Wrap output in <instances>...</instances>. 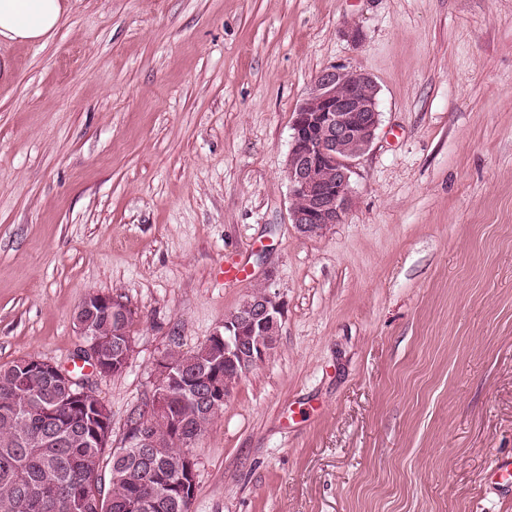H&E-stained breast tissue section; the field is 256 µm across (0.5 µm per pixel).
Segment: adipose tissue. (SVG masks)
<instances>
[{
    "instance_id": "obj_1",
    "label": "adipose tissue",
    "mask_w": 512,
    "mask_h": 512,
    "mask_svg": "<svg viewBox=\"0 0 512 512\" xmlns=\"http://www.w3.org/2000/svg\"><path fill=\"white\" fill-rule=\"evenodd\" d=\"M68 0H0V42L36 45L62 23Z\"/></svg>"
}]
</instances>
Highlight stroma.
I'll list each match as a JSON object with an SVG mask.
<instances>
[{"label":"stroma","instance_id":"obj_1","mask_svg":"<svg viewBox=\"0 0 512 512\" xmlns=\"http://www.w3.org/2000/svg\"><path fill=\"white\" fill-rule=\"evenodd\" d=\"M0 56V365H72L78 304L119 298L126 369L82 368L118 448L157 359L266 285L280 335L192 448V512H512V0H69ZM333 64L380 125L301 236L293 113Z\"/></svg>","mask_w":512,"mask_h":512}]
</instances>
